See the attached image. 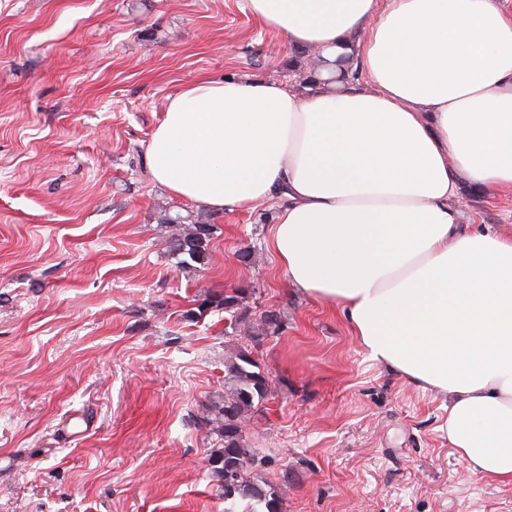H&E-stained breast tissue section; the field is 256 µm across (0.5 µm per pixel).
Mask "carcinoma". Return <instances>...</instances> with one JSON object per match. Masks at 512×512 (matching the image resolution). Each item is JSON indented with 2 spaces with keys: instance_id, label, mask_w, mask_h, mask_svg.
Instances as JSON below:
<instances>
[{
  "instance_id": "obj_1",
  "label": "carcinoma",
  "mask_w": 512,
  "mask_h": 512,
  "mask_svg": "<svg viewBox=\"0 0 512 512\" xmlns=\"http://www.w3.org/2000/svg\"><path fill=\"white\" fill-rule=\"evenodd\" d=\"M214 229L215 225L198 221L186 225L170 238V253L181 264L195 269L208 265ZM250 295L248 287L208 291L195 300L194 307L184 311L183 318L196 323L211 312L224 311L247 337V343L224 357V392L209 400L199 419V426L217 436L214 448L209 451V478L228 504L224 512H234V505L239 501L247 503L249 512H282L281 489L258 470L262 459L245 434L246 421L260 410L269 391L267 373L253 350L261 338L278 332L281 316L266 311L260 316V324L252 323Z\"/></svg>"
}]
</instances>
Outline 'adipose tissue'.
I'll return each instance as SVG.
<instances>
[{
  "instance_id": "obj_1",
  "label": "adipose tissue",
  "mask_w": 512,
  "mask_h": 512,
  "mask_svg": "<svg viewBox=\"0 0 512 512\" xmlns=\"http://www.w3.org/2000/svg\"><path fill=\"white\" fill-rule=\"evenodd\" d=\"M317 59L299 92L250 76L169 95L153 179L212 212L283 196L291 287L340 305L370 360L448 399V441L512 483V238L468 191L512 192V0H246Z\"/></svg>"
}]
</instances>
